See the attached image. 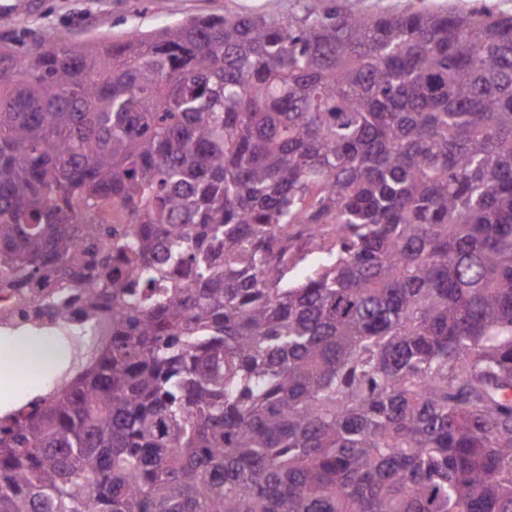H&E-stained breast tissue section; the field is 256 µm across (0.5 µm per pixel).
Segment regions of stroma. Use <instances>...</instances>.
<instances>
[{
  "label": "stroma",
  "mask_w": 512,
  "mask_h": 512,
  "mask_svg": "<svg viewBox=\"0 0 512 512\" xmlns=\"http://www.w3.org/2000/svg\"><path fill=\"white\" fill-rule=\"evenodd\" d=\"M455 2L461 9L481 0H35L14 13H0V41L23 46L31 37L53 32L65 39H85L134 28L147 32L163 25L202 15L261 13L276 7L284 16L328 11L400 13ZM56 384L54 372L36 376L0 369V408L46 393Z\"/></svg>",
  "instance_id": "stroma-1"
}]
</instances>
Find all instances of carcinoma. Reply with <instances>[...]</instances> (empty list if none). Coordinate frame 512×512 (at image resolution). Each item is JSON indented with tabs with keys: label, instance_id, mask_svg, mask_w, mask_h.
I'll list each match as a JSON object with an SVG mask.
<instances>
[{
	"label": "carcinoma",
	"instance_id": "carcinoma-1",
	"mask_svg": "<svg viewBox=\"0 0 512 512\" xmlns=\"http://www.w3.org/2000/svg\"><path fill=\"white\" fill-rule=\"evenodd\" d=\"M112 301L0 417V512H512V14L0 43V283Z\"/></svg>",
	"mask_w": 512,
	"mask_h": 512
}]
</instances>
